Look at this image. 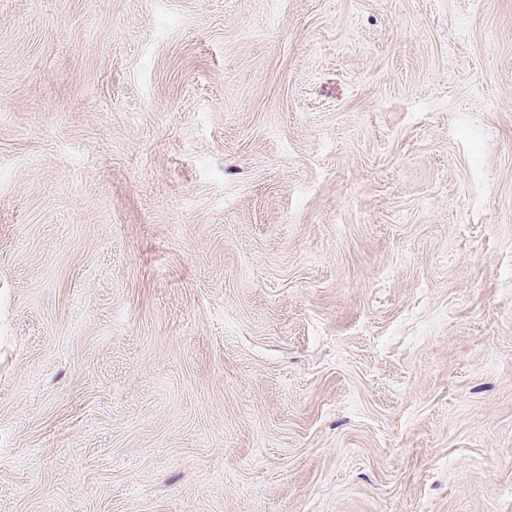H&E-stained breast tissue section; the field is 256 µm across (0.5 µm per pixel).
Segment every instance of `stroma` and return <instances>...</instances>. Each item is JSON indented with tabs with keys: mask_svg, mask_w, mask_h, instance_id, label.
Wrapping results in <instances>:
<instances>
[{
	"mask_svg": "<svg viewBox=\"0 0 512 512\" xmlns=\"http://www.w3.org/2000/svg\"><path fill=\"white\" fill-rule=\"evenodd\" d=\"M0 512H512V0H0Z\"/></svg>",
	"mask_w": 512,
	"mask_h": 512,
	"instance_id": "1",
	"label": "stroma"
}]
</instances>
